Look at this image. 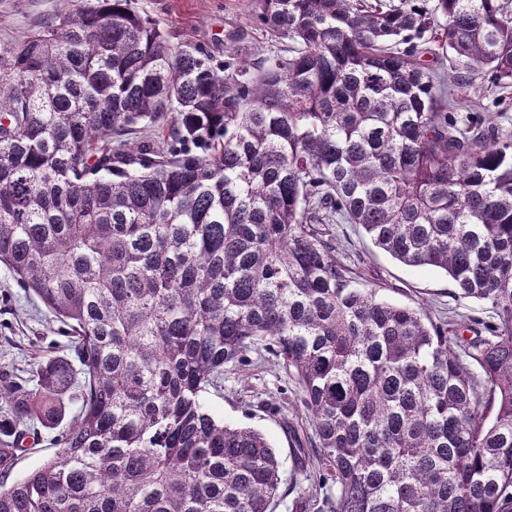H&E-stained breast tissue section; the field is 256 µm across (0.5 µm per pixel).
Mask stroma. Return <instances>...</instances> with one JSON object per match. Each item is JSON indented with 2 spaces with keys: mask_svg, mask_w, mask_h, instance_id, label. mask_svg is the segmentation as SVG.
Masks as SVG:
<instances>
[{
  "mask_svg": "<svg viewBox=\"0 0 512 512\" xmlns=\"http://www.w3.org/2000/svg\"><path fill=\"white\" fill-rule=\"evenodd\" d=\"M59 6L60 0H0V42L24 39ZM138 7L158 23L172 44L200 48L219 71L242 59L257 62L288 50V40L260 25L249 0H138ZM463 100L459 116L512 129L511 86L488 76L464 93ZM330 231L339 258L355 273L357 287L375 289L394 303L423 306L434 317L495 323L488 305L458 298L455 284L443 271L401 264L354 225L334 224ZM47 347L68 355L63 325L30 300L0 266V372L17 381L28 380L38 363L36 350ZM206 400L224 423L257 429L278 448L281 487L273 512H297L298 497L323 495L324 485L306 476L293 455L295 438L311 435L313 426L296 384L282 369L250 352L248 362L225 366L221 388L210 390Z\"/></svg>",
  "mask_w": 512,
  "mask_h": 512,
  "instance_id": "stroma-1",
  "label": "stroma"
}]
</instances>
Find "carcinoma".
I'll use <instances>...</instances> for the list:
<instances>
[{"instance_id": "obj_1", "label": "carcinoma", "mask_w": 512, "mask_h": 512, "mask_svg": "<svg viewBox=\"0 0 512 512\" xmlns=\"http://www.w3.org/2000/svg\"><path fill=\"white\" fill-rule=\"evenodd\" d=\"M252 5L292 46L248 80L136 0L0 43V265L80 364L0 376V512H271L278 449L205 401L258 347L312 416L297 460L329 489L302 512H512V131L457 117L512 84V0ZM325 224L497 323L354 287ZM33 422L56 450L10 483Z\"/></svg>"}]
</instances>
